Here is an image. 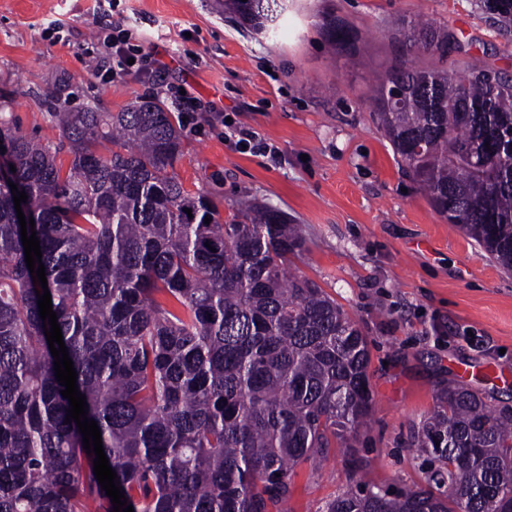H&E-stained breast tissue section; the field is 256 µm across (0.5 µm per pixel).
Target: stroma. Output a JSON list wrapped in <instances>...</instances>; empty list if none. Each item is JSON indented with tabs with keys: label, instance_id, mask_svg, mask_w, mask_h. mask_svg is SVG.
I'll list each match as a JSON object with an SVG mask.
<instances>
[{
	"label": "stroma",
	"instance_id": "stroma-1",
	"mask_svg": "<svg viewBox=\"0 0 512 512\" xmlns=\"http://www.w3.org/2000/svg\"><path fill=\"white\" fill-rule=\"evenodd\" d=\"M94 0H0V94L20 131L54 141L50 110L116 112L138 99L184 91L185 156L176 171L190 192L232 205L270 203L305 239L294 264L359 325L370 348V422L352 447L337 444L319 469L291 477L290 512H321L353 489L351 468L383 490L424 486L415 436L438 391L469 365L473 388L512 405V273L430 205L377 128L366 102L373 78L407 57L397 18L433 20L458 41L443 67L475 62L512 75V22L480 0H290L275 33L232 21L220 0H120L133 43L167 66L165 83L97 74L101 20ZM349 34L332 51L322 19ZM255 131L282 155L239 153L224 119Z\"/></svg>",
	"mask_w": 512,
	"mask_h": 512
}]
</instances>
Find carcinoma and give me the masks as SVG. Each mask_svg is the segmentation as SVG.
<instances>
[{
    "label": "carcinoma",
    "instance_id": "cac0c4a2",
    "mask_svg": "<svg viewBox=\"0 0 512 512\" xmlns=\"http://www.w3.org/2000/svg\"><path fill=\"white\" fill-rule=\"evenodd\" d=\"M483 8L512 19V0ZM284 9L283 0H224L257 33ZM396 34L448 51V32L429 21L403 17ZM370 107L433 209L511 272L512 77L396 66L378 77ZM50 116L57 142L29 138L0 96V512H113L96 456L65 423L70 404L10 181L27 194L21 208L34 219L87 418L127 504L288 512L294 470L326 461L372 414L362 330L292 270L304 239L281 209L254 199L225 218L208 194L184 188L183 131L162 102ZM417 448L427 487L351 490L322 512H512V405L451 378Z\"/></svg>",
    "mask_w": 512,
    "mask_h": 512
}]
</instances>
